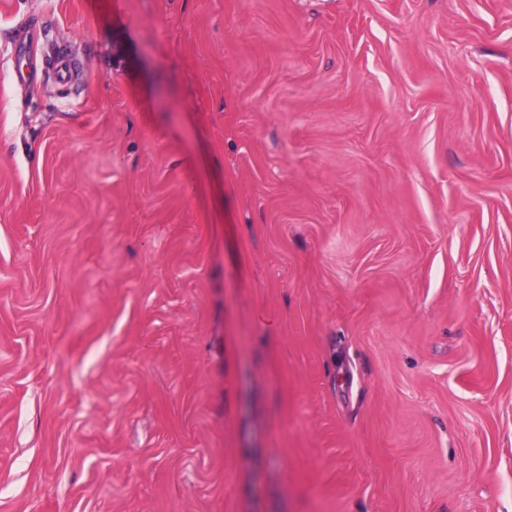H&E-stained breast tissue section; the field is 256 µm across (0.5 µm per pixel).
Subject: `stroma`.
Returning <instances> with one entry per match:
<instances>
[{
	"mask_svg": "<svg viewBox=\"0 0 512 512\" xmlns=\"http://www.w3.org/2000/svg\"><path fill=\"white\" fill-rule=\"evenodd\" d=\"M0 512H512V0H0Z\"/></svg>",
	"mask_w": 512,
	"mask_h": 512,
	"instance_id": "obj_1",
	"label": "stroma"
}]
</instances>
